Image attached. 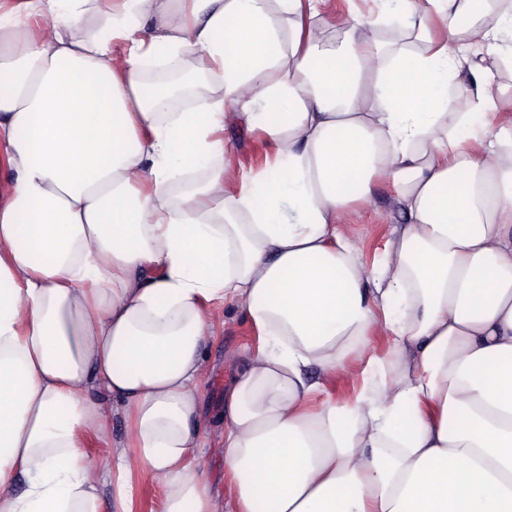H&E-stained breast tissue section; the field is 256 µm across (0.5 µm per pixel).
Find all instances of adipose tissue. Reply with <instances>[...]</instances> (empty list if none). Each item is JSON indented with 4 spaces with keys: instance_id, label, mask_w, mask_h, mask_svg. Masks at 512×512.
Wrapping results in <instances>:
<instances>
[{
    "instance_id": "ef3b65f1",
    "label": "adipose tissue",
    "mask_w": 512,
    "mask_h": 512,
    "mask_svg": "<svg viewBox=\"0 0 512 512\" xmlns=\"http://www.w3.org/2000/svg\"><path fill=\"white\" fill-rule=\"evenodd\" d=\"M375 2L333 45L327 0H0V512H133L140 470L163 512H512V0H401L396 49ZM183 52L209 79L165 112L145 66ZM380 180L406 222L371 267L343 226ZM226 302L258 345L219 498L199 387ZM224 143L238 154L245 169L259 168L272 152L271 146L260 135L233 127L224 130Z\"/></svg>"
}]
</instances>
